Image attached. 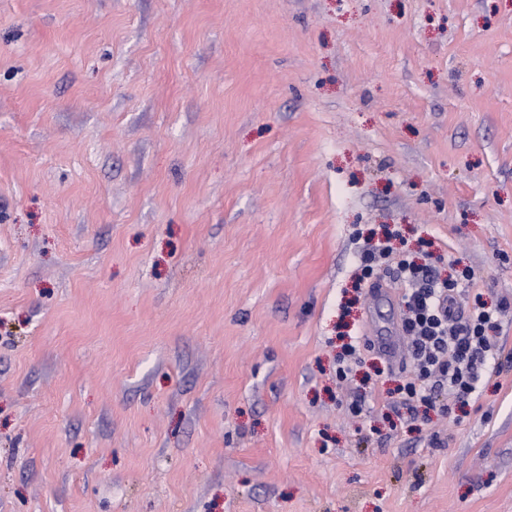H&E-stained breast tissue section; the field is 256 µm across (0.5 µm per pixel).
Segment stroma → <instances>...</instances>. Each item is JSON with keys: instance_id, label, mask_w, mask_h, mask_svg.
<instances>
[{"instance_id": "obj_1", "label": "stroma", "mask_w": 512, "mask_h": 512, "mask_svg": "<svg viewBox=\"0 0 512 512\" xmlns=\"http://www.w3.org/2000/svg\"><path fill=\"white\" fill-rule=\"evenodd\" d=\"M383 238L463 408L336 375ZM0 512H512V0H0ZM387 243L388 240H386L385 242L378 241L375 244L367 243L363 247L360 255V261L361 265L363 266L362 272L364 277L370 278L371 275L373 274V264L377 260V254L385 256L389 252L390 246ZM400 277L414 287L406 294L408 316L403 328L411 336L413 369L396 391L405 405L431 402L427 381L448 387L454 401L466 405L477 389L482 373L495 360L500 347L488 330L495 318L480 308L465 318L459 312L456 288L470 281L467 270L459 279L438 280L429 267L413 261L398 264Z\"/></svg>"}]
</instances>
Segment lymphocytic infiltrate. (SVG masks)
<instances>
[{
	"label": "lymphocytic infiltrate",
	"mask_w": 512,
	"mask_h": 512,
	"mask_svg": "<svg viewBox=\"0 0 512 512\" xmlns=\"http://www.w3.org/2000/svg\"><path fill=\"white\" fill-rule=\"evenodd\" d=\"M398 270L411 285L403 328L411 337L413 359L411 374L398 385V394L407 404L427 403L434 383L447 388L454 401L468 404L500 351L489 334L495 324L493 315L478 308L466 315L459 312L456 290L460 282L469 280V272H461L455 280H441L429 267L407 260L399 262Z\"/></svg>",
	"instance_id": "lymphocytic-infiltrate-1"
}]
</instances>
